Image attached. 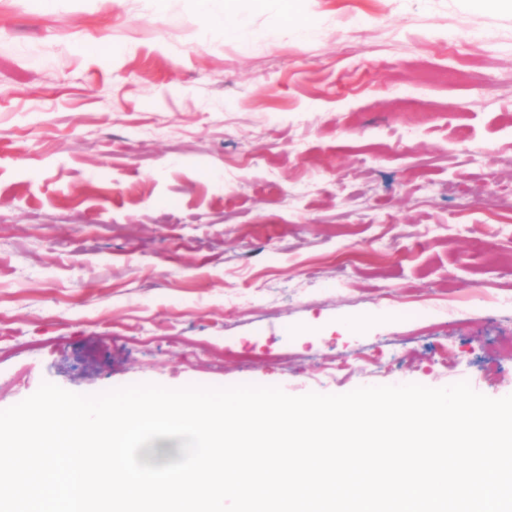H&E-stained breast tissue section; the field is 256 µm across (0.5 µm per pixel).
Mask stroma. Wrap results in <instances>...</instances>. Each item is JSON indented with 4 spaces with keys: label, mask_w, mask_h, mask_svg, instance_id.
<instances>
[{
    "label": "stroma",
    "mask_w": 512,
    "mask_h": 512,
    "mask_svg": "<svg viewBox=\"0 0 512 512\" xmlns=\"http://www.w3.org/2000/svg\"><path fill=\"white\" fill-rule=\"evenodd\" d=\"M0 0V409L43 382L512 395V11ZM208 29L219 34L225 41H240L250 35L248 6L257 8L264 0H192Z\"/></svg>",
    "instance_id": "obj_1"
}]
</instances>
